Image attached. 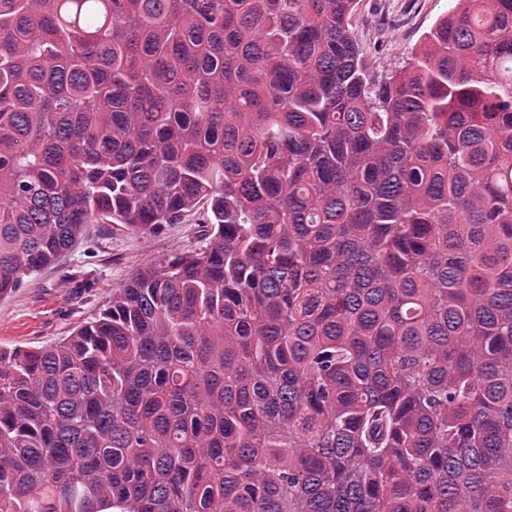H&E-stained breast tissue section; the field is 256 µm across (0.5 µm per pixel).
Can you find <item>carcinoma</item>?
I'll list each match as a JSON object with an SVG mask.
<instances>
[{"instance_id": "carcinoma-1", "label": "carcinoma", "mask_w": 512, "mask_h": 512, "mask_svg": "<svg viewBox=\"0 0 512 512\" xmlns=\"http://www.w3.org/2000/svg\"><path fill=\"white\" fill-rule=\"evenodd\" d=\"M453 2L377 75L358 0H0V297L204 224L0 350V512H512V0ZM200 219L195 213L147 233L104 218L85 224L71 250L0 299V348L47 346L73 335L135 271L202 244Z\"/></svg>"}]
</instances>
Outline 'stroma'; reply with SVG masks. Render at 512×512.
<instances>
[{
  "label": "stroma",
  "mask_w": 512,
  "mask_h": 512,
  "mask_svg": "<svg viewBox=\"0 0 512 512\" xmlns=\"http://www.w3.org/2000/svg\"><path fill=\"white\" fill-rule=\"evenodd\" d=\"M449 7V0H359L351 31L370 70L385 74L407 65ZM200 219L195 213L147 233L104 218L85 225L71 250L0 299V348L47 346L73 335L135 271L199 246Z\"/></svg>",
  "instance_id": "stroma-1"
}]
</instances>
